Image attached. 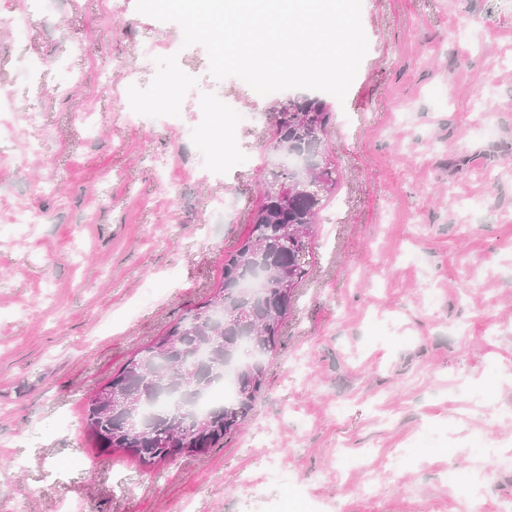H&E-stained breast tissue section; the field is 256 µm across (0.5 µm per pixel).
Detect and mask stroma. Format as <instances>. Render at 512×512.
<instances>
[{"label":"stroma","instance_id":"obj_1","mask_svg":"<svg viewBox=\"0 0 512 512\" xmlns=\"http://www.w3.org/2000/svg\"><path fill=\"white\" fill-rule=\"evenodd\" d=\"M361 22L326 98L336 190L264 391L207 457L148 471L94 448L83 405L221 285L296 92L214 79L136 0H0V512L512 505V468L467 500L447 479L483 464L477 434L512 449V0H362Z\"/></svg>","mask_w":512,"mask_h":512}]
</instances>
